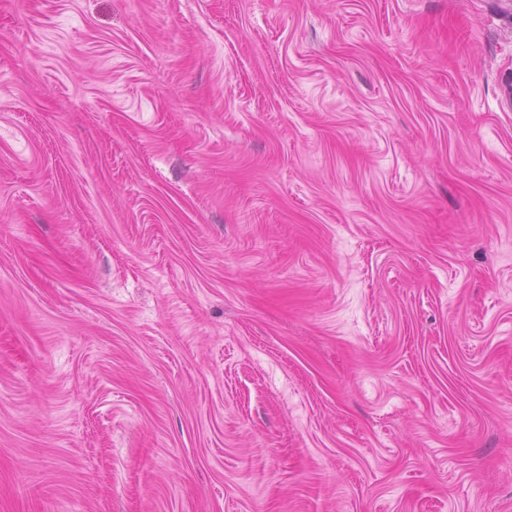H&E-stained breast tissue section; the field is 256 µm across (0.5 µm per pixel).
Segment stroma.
Segmentation results:
<instances>
[{
    "instance_id": "1",
    "label": "stroma",
    "mask_w": 512,
    "mask_h": 512,
    "mask_svg": "<svg viewBox=\"0 0 512 512\" xmlns=\"http://www.w3.org/2000/svg\"><path fill=\"white\" fill-rule=\"evenodd\" d=\"M0 512H512V0H0Z\"/></svg>"
}]
</instances>
